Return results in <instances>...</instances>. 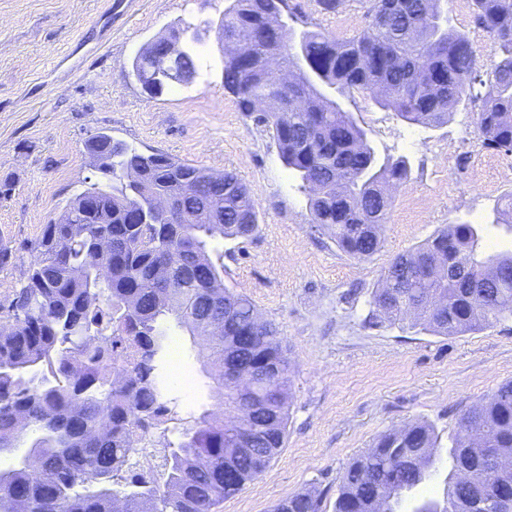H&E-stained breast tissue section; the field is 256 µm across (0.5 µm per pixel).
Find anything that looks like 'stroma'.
I'll use <instances>...</instances> for the list:
<instances>
[{
	"label": "stroma",
	"mask_w": 512,
	"mask_h": 512,
	"mask_svg": "<svg viewBox=\"0 0 512 512\" xmlns=\"http://www.w3.org/2000/svg\"><path fill=\"white\" fill-rule=\"evenodd\" d=\"M0 0V241L17 246L0 268V302L18 288L45 224L98 176L85 144L100 131L139 151H162L213 172L231 170L259 215L248 237L220 240L210 257L225 288L246 294L273 324L293 363L285 443L262 475L216 512H271L307 490L333 512L344 468L383 432L423 420L441 441L474 403L512 381V320L457 336L407 327L368 328L371 293L389 261L449 224L482 227L484 252L511 251L512 228L496 205L512 196L502 152L484 147L479 102L455 107L447 124L412 125L356 91L331 99L364 128L379 158H408L411 173L393 193L382 249L367 259L341 251L314 224L302 183L283 164L265 127L241 112L224 88L215 37L201 44L193 84L149 95L132 73L140 48L176 25L217 22L231 0ZM298 5L296 31L350 34L365 25L369 0H343L333 13L317 0ZM448 26L471 41L482 73L497 60L489 35L448 0ZM177 345L179 369H166L175 397L170 440L219 405L204 350L174 321L161 325Z\"/></svg>",
	"instance_id": "1"
}]
</instances>
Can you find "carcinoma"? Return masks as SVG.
Wrapping results in <instances>:
<instances>
[{"instance_id":"cac0c4a2","label":"carcinoma","mask_w":512,"mask_h":512,"mask_svg":"<svg viewBox=\"0 0 512 512\" xmlns=\"http://www.w3.org/2000/svg\"><path fill=\"white\" fill-rule=\"evenodd\" d=\"M446 0H370L367 25L338 40L303 31L315 80L297 89L276 68L291 65L292 44L263 31L285 15L287 0H233L213 26L218 41L239 30L254 47L240 63L224 54V89L239 109L273 131L284 164L309 194L312 221L348 255L380 251L393 195L410 173L405 157L380 159L366 133L324 89L357 90L412 124L438 127L462 99H480L483 145L512 151V0H472L473 23L491 34L499 60L489 79L464 34L448 33ZM183 35L171 27L141 48L143 65ZM198 52L176 83L198 75ZM485 88L480 92L475 85ZM278 98L280 112L257 103ZM112 170L104 184L77 194L41 236L22 246L34 260L20 287L0 303V452L37 434L13 468L0 470V512H215L256 480L283 448L292 364L276 329L243 294L224 287L209 245L248 237L256 205L237 174L152 151L142 153L105 131L87 146ZM155 194L179 197L183 213L209 210L214 223L171 221L154 212ZM481 228L450 224L396 256L372 291L367 324L419 327L456 336L512 318V253L479 254ZM172 316L208 350L220 408L186 428L162 478L132 467L142 434L171 420L176 401L162 389L167 344L158 321ZM240 365L275 367L258 399L271 420L257 421L224 386V355L241 337ZM457 467L443 500L415 512H512V382L473 404L450 437ZM434 427L414 421L381 434L341 473L334 512H397L404 493L427 481L440 454ZM273 512H322V499L299 492Z\"/></svg>"}]
</instances>
